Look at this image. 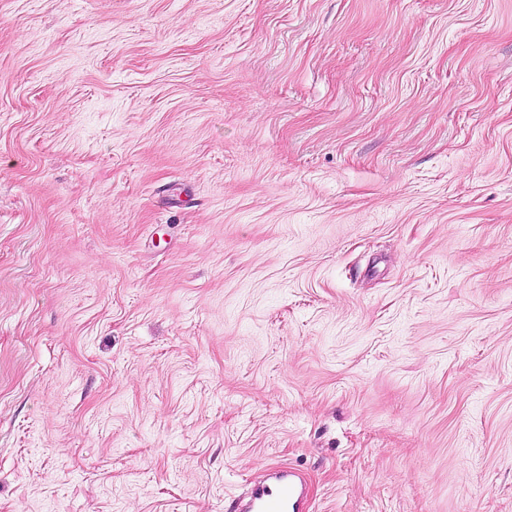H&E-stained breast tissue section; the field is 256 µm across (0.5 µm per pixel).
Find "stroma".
Wrapping results in <instances>:
<instances>
[{"label":"stroma","instance_id":"35a3bbf8","mask_svg":"<svg viewBox=\"0 0 512 512\" xmlns=\"http://www.w3.org/2000/svg\"><path fill=\"white\" fill-rule=\"evenodd\" d=\"M512 512V0H0V512ZM304 478L296 472L281 473L275 482L258 487L246 512H300Z\"/></svg>","mask_w":512,"mask_h":512}]
</instances>
